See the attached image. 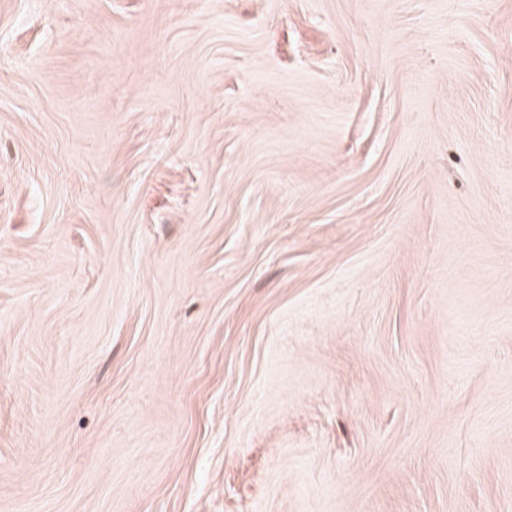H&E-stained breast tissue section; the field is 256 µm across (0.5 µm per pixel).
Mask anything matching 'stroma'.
<instances>
[{"label":"stroma","mask_w":512,"mask_h":512,"mask_svg":"<svg viewBox=\"0 0 512 512\" xmlns=\"http://www.w3.org/2000/svg\"><path fill=\"white\" fill-rule=\"evenodd\" d=\"M0 512H512V0H0Z\"/></svg>","instance_id":"1"}]
</instances>
